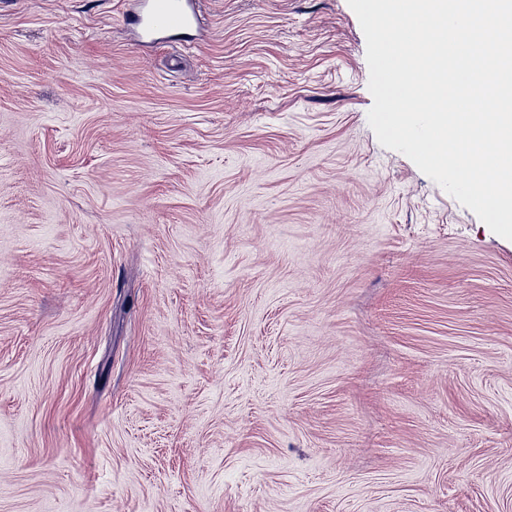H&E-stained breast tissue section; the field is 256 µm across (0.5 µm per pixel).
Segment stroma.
<instances>
[{
  "mask_svg": "<svg viewBox=\"0 0 512 512\" xmlns=\"http://www.w3.org/2000/svg\"><path fill=\"white\" fill-rule=\"evenodd\" d=\"M131 6H0V512H512V241L348 0ZM198 0H141L135 24L146 36L192 28Z\"/></svg>",
  "mask_w": 512,
  "mask_h": 512,
  "instance_id": "stroma-1",
  "label": "stroma"
}]
</instances>
